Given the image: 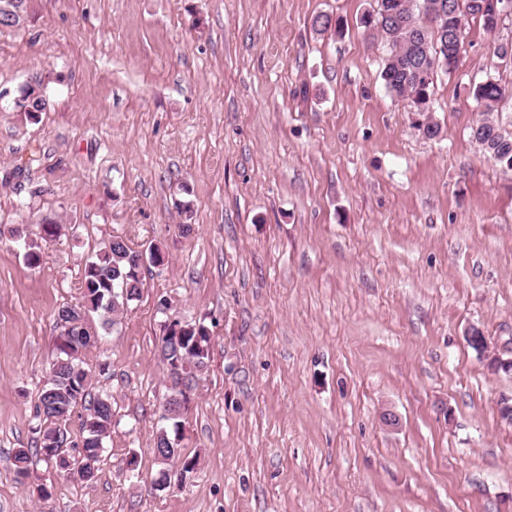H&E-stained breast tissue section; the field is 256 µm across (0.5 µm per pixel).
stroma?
<instances>
[{
    "label": "stroma",
    "instance_id": "1",
    "mask_svg": "<svg viewBox=\"0 0 512 512\" xmlns=\"http://www.w3.org/2000/svg\"><path fill=\"white\" fill-rule=\"evenodd\" d=\"M372 7L26 0L0 26V227H62L35 267L0 237V512H512V372L466 341L512 349V171L471 137L473 85L512 88V13L494 33L468 19L428 140L384 88ZM29 83L34 120L14 108ZM115 235L166 261L82 357L112 397L100 470L38 457L18 480L57 311ZM169 316L211 341L181 440L195 470L157 492Z\"/></svg>",
    "mask_w": 512,
    "mask_h": 512
}]
</instances>
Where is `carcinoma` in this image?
<instances>
[{
	"mask_svg": "<svg viewBox=\"0 0 512 512\" xmlns=\"http://www.w3.org/2000/svg\"><path fill=\"white\" fill-rule=\"evenodd\" d=\"M385 9L375 8L361 18L362 26L380 36L387 46V56L380 72L390 95L411 100L416 111L431 106V71L426 55L435 52L434 43L464 41L463 18L471 15L479 20L480 0H381ZM36 87L20 89L15 105L19 111L34 119L44 111ZM472 95L483 107L482 118L472 127L471 136L492 159L512 170V133H507L495 118V112L505 95V88L494 79H486L473 86ZM60 225H42L41 241L31 240L24 245V261L29 266L40 264L41 242L59 235ZM141 253L129 247L122 237L103 244L84 263L81 278L83 302L78 306H63L57 320L64 322L56 347L48 383L35 405L39 419L37 444L39 447L18 448L13 455L15 473L28 476L33 456L45 461L64 460L69 449H79L82 481L92 482L97 476L103 452V442L112 426V397L95 395L91 378L83 366L81 356L91 345L92 336L85 328L92 313L104 317L103 324L114 323L112 315L140 297L143 280L139 277L137 260ZM210 334L203 322L189 324L179 338L165 335L161 338V354L166 365L173 368L169 375V396L182 395L191 389L192 378L207 366ZM85 411L81 435L77 441L68 440L66 424L76 408ZM166 424L154 438L153 453L159 468L152 478L158 490L170 484L168 460L181 455L183 414L165 418Z\"/></svg>",
	"mask_w": 512,
	"mask_h": 512,
	"instance_id": "cac0c4a2",
	"label": "carcinoma"
}]
</instances>
